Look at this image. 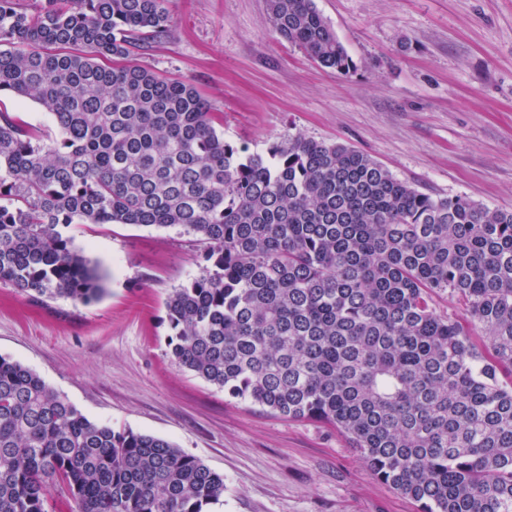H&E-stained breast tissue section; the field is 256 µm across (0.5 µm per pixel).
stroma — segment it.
I'll list each match as a JSON object with an SVG mask.
<instances>
[{
  "instance_id": "stroma-1",
  "label": "stroma",
  "mask_w": 512,
  "mask_h": 512,
  "mask_svg": "<svg viewBox=\"0 0 512 512\" xmlns=\"http://www.w3.org/2000/svg\"><path fill=\"white\" fill-rule=\"evenodd\" d=\"M353 61L321 67L274 30L267 0H169L166 36L130 60L192 83L226 141L303 134L353 146L433 195L512 207V0H315ZM98 265L89 305L0 282V356L34 369L89 419L170 440L224 477L207 512H418L347 440L224 395L166 353L165 300L199 275L180 228L81 224Z\"/></svg>"
}]
</instances>
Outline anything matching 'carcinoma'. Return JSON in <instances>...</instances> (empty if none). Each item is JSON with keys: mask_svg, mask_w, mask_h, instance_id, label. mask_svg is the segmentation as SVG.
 <instances>
[{"mask_svg": "<svg viewBox=\"0 0 512 512\" xmlns=\"http://www.w3.org/2000/svg\"><path fill=\"white\" fill-rule=\"evenodd\" d=\"M168 0H0V281L88 305L103 276L63 229L178 226L207 265L165 301L180 368L331 426L420 512H512V208L423 193L343 143L224 140L196 87L123 62ZM321 66L351 58L314 0H267ZM448 299L456 313L438 310ZM204 512L224 476L174 443L90 420L0 356V512ZM0 110L9 112V114L18 120L42 129L53 130L52 120L43 109L30 100H22L11 94H0Z\"/></svg>", "mask_w": 512, "mask_h": 512, "instance_id": "obj_1", "label": "carcinoma"}]
</instances>
